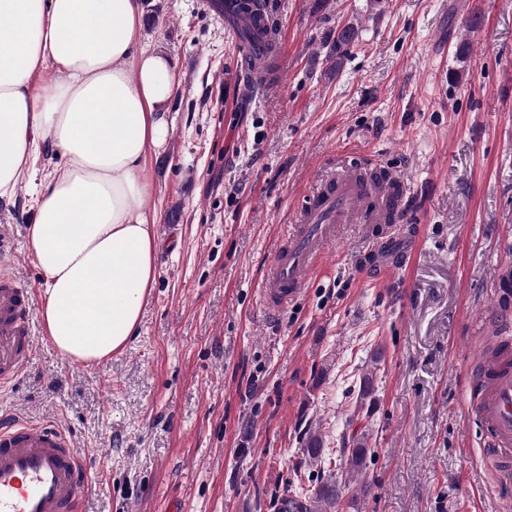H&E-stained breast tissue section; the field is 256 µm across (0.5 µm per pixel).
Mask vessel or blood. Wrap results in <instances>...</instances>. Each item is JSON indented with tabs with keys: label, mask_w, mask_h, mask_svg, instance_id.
<instances>
[{
	"label": "vessel or blood",
	"mask_w": 512,
	"mask_h": 512,
	"mask_svg": "<svg viewBox=\"0 0 512 512\" xmlns=\"http://www.w3.org/2000/svg\"><path fill=\"white\" fill-rule=\"evenodd\" d=\"M407 183L379 173L370 158L336 168L298 207L295 223L281 236L262 279L266 304L282 308L297 299L322 269L329 248L348 224H380L387 214L410 220ZM32 296L15 276L0 275V389L21 377L35 347ZM473 417L489 438L500 471L497 487L512 493V348L484 362L475 384ZM86 464L63 428L32 423L0 411V512H84L81 489Z\"/></svg>",
	"instance_id": "obj_1"
}]
</instances>
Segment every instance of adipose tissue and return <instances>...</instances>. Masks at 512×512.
Listing matches in <instances>:
<instances>
[{
  "instance_id": "obj_1",
  "label": "adipose tissue",
  "mask_w": 512,
  "mask_h": 512,
  "mask_svg": "<svg viewBox=\"0 0 512 512\" xmlns=\"http://www.w3.org/2000/svg\"><path fill=\"white\" fill-rule=\"evenodd\" d=\"M144 15L142 0H0V200L14 201L40 144L56 151L28 249L46 336L89 366L135 335L157 276L148 161L165 146L177 83L143 42Z\"/></svg>"
}]
</instances>
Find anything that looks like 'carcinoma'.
<instances>
[{
	"instance_id": "1",
	"label": "carcinoma",
	"mask_w": 512,
	"mask_h": 512,
	"mask_svg": "<svg viewBox=\"0 0 512 512\" xmlns=\"http://www.w3.org/2000/svg\"><path fill=\"white\" fill-rule=\"evenodd\" d=\"M232 18L239 49H250L243 55L248 68L256 71L263 80L272 81L278 70L277 42L270 38V22L262 12L261 0H216ZM359 40V28L349 23L337 34L326 56L328 71L337 73L343 66L345 54L342 48ZM353 448L340 460L341 473L330 469L312 488L298 491L302 478L297 476L286 481L277 512H338L342 489L351 486L353 479L363 475L367 457L368 434L360 430L351 436ZM303 453L315 463H324L323 441L313 432L307 433Z\"/></svg>"
}]
</instances>
